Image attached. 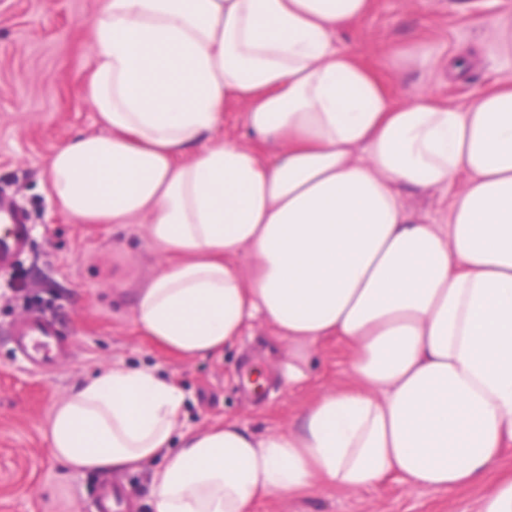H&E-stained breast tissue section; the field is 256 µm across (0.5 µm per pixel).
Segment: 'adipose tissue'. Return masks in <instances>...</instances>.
Wrapping results in <instances>:
<instances>
[{"label": "adipose tissue", "mask_w": 512, "mask_h": 512, "mask_svg": "<svg viewBox=\"0 0 512 512\" xmlns=\"http://www.w3.org/2000/svg\"><path fill=\"white\" fill-rule=\"evenodd\" d=\"M372 3L102 0L82 94L103 131L56 148L47 184L74 223L143 224L167 254L136 294L137 328L192 358L264 322L295 348L288 385L335 336L353 381L285 432L180 436L175 383L111 366L50 415L64 467L160 457L153 512H250L392 474L452 492L484 483L512 446V80L463 109L395 100L333 44ZM231 105L251 143L213 139ZM460 173L441 223L404 207L402 191Z\"/></svg>", "instance_id": "1"}]
</instances>
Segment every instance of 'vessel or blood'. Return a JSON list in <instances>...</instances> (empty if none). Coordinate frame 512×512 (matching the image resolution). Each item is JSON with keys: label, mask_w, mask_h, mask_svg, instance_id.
Masks as SVG:
<instances>
[{"label": "vessel or blood", "mask_w": 512, "mask_h": 512, "mask_svg": "<svg viewBox=\"0 0 512 512\" xmlns=\"http://www.w3.org/2000/svg\"><path fill=\"white\" fill-rule=\"evenodd\" d=\"M29 242L26 219L15 206L0 198V271L9 270L16 257ZM12 341L16 349L36 368L45 370L55 365L67 351V340L60 336L55 324L45 317H32L14 329Z\"/></svg>", "instance_id": "b4317fda"}]
</instances>
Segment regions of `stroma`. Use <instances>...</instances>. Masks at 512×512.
Returning a JSON list of instances; mask_svg holds the SVG:
<instances>
[{
	"label": "stroma",
	"instance_id": "stroma-1",
	"mask_svg": "<svg viewBox=\"0 0 512 512\" xmlns=\"http://www.w3.org/2000/svg\"><path fill=\"white\" fill-rule=\"evenodd\" d=\"M101 0H0V195L23 211L29 247L0 276V512H96L94 472L65 469L45 438L54 406L86 377L109 366L150 367L184 395L182 429L232 421L246 431L293 427L303 408L351 381L352 350L326 338L295 387L279 367L290 353L270 327L255 324L222 355L175 358L134 325L138 288L165 256L145 225L75 224L49 194L52 152L81 134L99 132L97 116L80 96L90 67L91 21ZM512 10V0H373L362 21L339 28L337 47L384 75L400 95L428 91L452 106L501 79H512L503 53L480 25ZM428 52L437 64L415 62ZM449 188L407 191L403 202L421 221L437 223ZM46 314L74 344L55 371L34 370L13 348L12 326ZM160 461L118 473L129 512H153L151 483ZM484 487L453 493L407 488L398 477L358 491L327 488L314 496L259 500L253 512H479Z\"/></svg>",
	"mask_w": 512,
	"mask_h": 512
}]
</instances>
